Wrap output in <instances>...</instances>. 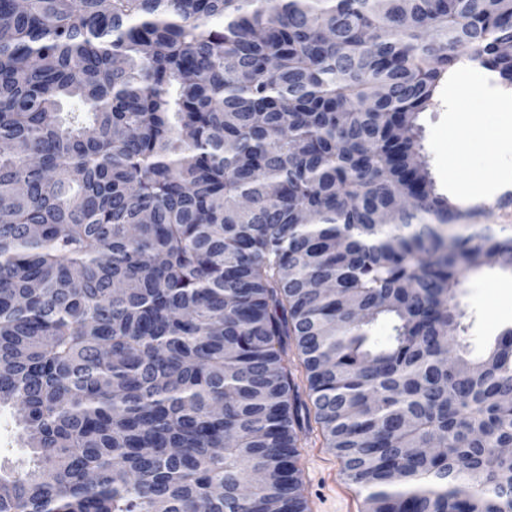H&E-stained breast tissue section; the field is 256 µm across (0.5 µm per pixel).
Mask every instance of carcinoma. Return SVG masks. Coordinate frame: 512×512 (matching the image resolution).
Returning a JSON list of instances; mask_svg holds the SVG:
<instances>
[{"instance_id":"cac0c4a2","label":"carcinoma","mask_w":512,"mask_h":512,"mask_svg":"<svg viewBox=\"0 0 512 512\" xmlns=\"http://www.w3.org/2000/svg\"><path fill=\"white\" fill-rule=\"evenodd\" d=\"M511 44L512 0H0V512H308L302 408L364 512L512 508V328L456 302L512 225L417 125ZM12 410L0 411V462L15 468L27 469L31 464L30 451L19 438Z\"/></svg>"}]
</instances>
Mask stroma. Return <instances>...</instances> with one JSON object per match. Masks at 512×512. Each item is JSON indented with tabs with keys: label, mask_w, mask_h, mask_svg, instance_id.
Wrapping results in <instances>:
<instances>
[{
	"label": "stroma",
	"mask_w": 512,
	"mask_h": 512,
	"mask_svg": "<svg viewBox=\"0 0 512 512\" xmlns=\"http://www.w3.org/2000/svg\"><path fill=\"white\" fill-rule=\"evenodd\" d=\"M461 110L468 116L463 124L456 120ZM418 123L438 193L465 203L469 188L482 183L489 201L497 185L512 184V97L485 93L461 98L447 84L439 105L420 113ZM457 141L469 145L461 159L453 147ZM457 301L467 327L466 342L473 352H481L512 327V273L489 267L469 272ZM30 460L11 409L0 410V463L25 469ZM299 465L309 512H362L363 491L345 479L340 459L323 446L317 424L304 431Z\"/></svg>",
	"instance_id": "1"
}]
</instances>
